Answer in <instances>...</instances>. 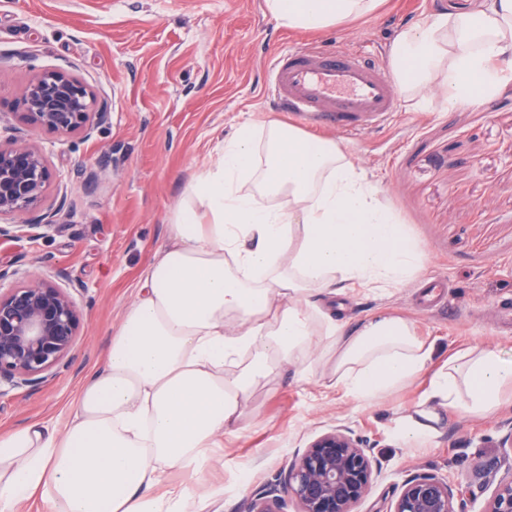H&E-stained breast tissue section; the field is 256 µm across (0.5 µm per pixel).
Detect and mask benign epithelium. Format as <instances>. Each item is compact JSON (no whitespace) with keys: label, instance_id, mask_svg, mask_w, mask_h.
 Masks as SVG:
<instances>
[{"label":"benign epithelium","instance_id":"obj_1","mask_svg":"<svg viewBox=\"0 0 512 512\" xmlns=\"http://www.w3.org/2000/svg\"><path fill=\"white\" fill-rule=\"evenodd\" d=\"M28 124L61 134L106 124L110 113L75 76L56 69L37 74L23 89ZM52 178L43 151L0 142V217L34 210ZM79 311L66 289L43 279L0 292V383L29 385L73 349ZM374 481L373 460L348 427L314 438L295 454L276 488L247 499L244 512H284L285 498L297 512H357ZM471 485L435 474L406 479L387 512H465ZM485 512H512V465L493 490Z\"/></svg>","mask_w":512,"mask_h":512}]
</instances>
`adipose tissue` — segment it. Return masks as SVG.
<instances>
[{
	"label": "adipose tissue",
	"mask_w": 512,
	"mask_h": 512,
	"mask_svg": "<svg viewBox=\"0 0 512 512\" xmlns=\"http://www.w3.org/2000/svg\"><path fill=\"white\" fill-rule=\"evenodd\" d=\"M265 5L279 27L320 32L374 14L380 0ZM388 69L415 104L436 93L452 107L494 96L512 80V0L403 27ZM376 195L334 140L276 120L259 131L241 124L188 185L67 431L0 433V512L36 495L44 512H182L190 490L148 489L164 468L202 466L288 367L367 404L428 371V400L463 416L493 412L512 387V359L497 349L437 369L433 343L404 319L378 311L348 329L329 311L326 297L403 284L419 270Z\"/></svg>",
	"instance_id": "adipose-tissue-1"
}]
</instances>
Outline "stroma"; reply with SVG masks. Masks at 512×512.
I'll use <instances>...</instances> for the list:
<instances>
[{"label":"stroma","instance_id":"35a3bbf8","mask_svg":"<svg viewBox=\"0 0 512 512\" xmlns=\"http://www.w3.org/2000/svg\"><path fill=\"white\" fill-rule=\"evenodd\" d=\"M469 2L385 0L373 16L310 35L279 28L264 0H0V126L17 144H37L54 174L21 236L0 242V266L13 272L4 285L41 276L66 288L82 314L75 347L41 384L0 385V432L31 423L65 432L141 270L168 241L189 180L241 123H290L267 93L273 52H385L403 26ZM59 67L107 101L110 120L92 136L33 130L19 118L34 71ZM398 105L382 124L326 136L359 160L419 249L420 270L407 284L355 287L330 309L351 327L379 310L403 317L440 363L474 346L512 355V82L493 99L453 108L439 97ZM49 212L54 226L39 225ZM427 383L366 405L320 377L282 372L272 394L250 401L237 434L200 470L170 468L167 485L200 488L184 512H243L253 492L279 482L295 451L339 426L379 465L357 512H385L417 472L463 483L480 464L502 477L512 450L495 442L512 398L480 417L438 409L431 435L402 444L398 420L413 417Z\"/></svg>","mask_w":512,"mask_h":512}]
</instances>
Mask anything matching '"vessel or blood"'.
Returning a JSON list of instances; mask_svg holds the SVG:
<instances>
[{"instance_id": "1", "label": "vessel or blood", "mask_w": 512, "mask_h": 512, "mask_svg": "<svg viewBox=\"0 0 512 512\" xmlns=\"http://www.w3.org/2000/svg\"><path fill=\"white\" fill-rule=\"evenodd\" d=\"M268 75L273 106L307 124L350 130L397 109L387 70L358 52L291 47L273 56Z\"/></svg>"}]
</instances>
